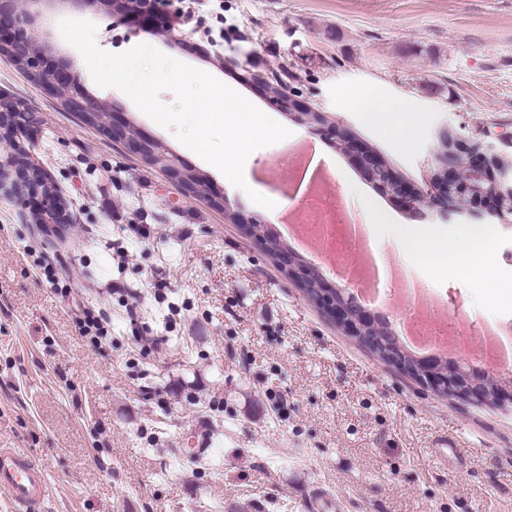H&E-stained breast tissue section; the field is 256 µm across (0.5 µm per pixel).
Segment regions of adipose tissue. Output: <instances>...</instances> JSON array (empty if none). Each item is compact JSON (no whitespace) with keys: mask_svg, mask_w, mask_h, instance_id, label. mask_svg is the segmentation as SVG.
Listing matches in <instances>:
<instances>
[{"mask_svg":"<svg viewBox=\"0 0 512 512\" xmlns=\"http://www.w3.org/2000/svg\"><path fill=\"white\" fill-rule=\"evenodd\" d=\"M346 102L372 114L386 132L406 141L412 138V129L403 122V114L408 110L403 101L369 89H355L347 93ZM389 235L400 266L410 276L466 271L478 278L489 262L490 237L487 228L480 224H461L450 234L433 227L394 224Z\"/></svg>","mask_w":512,"mask_h":512,"instance_id":"1","label":"adipose tissue"}]
</instances>
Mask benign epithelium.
<instances>
[{"mask_svg":"<svg viewBox=\"0 0 512 512\" xmlns=\"http://www.w3.org/2000/svg\"><path fill=\"white\" fill-rule=\"evenodd\" d=\"M44 0H0V55L28 70L30 76L47 90L61 97L67 107L87 121L95 122L104 134L124 144L126 149L142 156L149 164L162 169L183 185L184 192L196 196L208 191L206 185L185 174L164 146L147 140L126 123L114 120L110 107L89 100L83 90L70 81L66 71L43 65L39 44L41 29L36 24L34 8ZM76 4L99 3L137 20L140 27L167 38L172 35L159 26L156 0H72ZM267 89L282 106L308 124L318 134L336 140L340 149L351 154L369 181L383 194L399 199L411 212L423 215L436 210L449 217L472 213V208L491 203V215L506 220L512 215V167L481 143H466L451 137L444 138L440 155L441 166L422 188L411 187L388 167L379 156L357 142L346 131L329 122L320 112L299 110L297 100L269 84ZM37 117L27 109L0 103V144H7L11 153L0 160V192L19 198L41 197V208L36 217L39 224H66L68 214L63 199L52 189L48 174L33 163L16 161L25 153L19 138L33 133ZM497 169L499 179L491 176ZM306 297L324 305L332 318L347 331L358 337L360 343L376 350L380 355L401 368H408L414 377L464 398H498L502 389H489L490 377L474 376L468 368L455 364L448 373L438 371L435 364L406 362L397 339L385 324L377 321L356 302L353 294L342 288L329 287L313 271L300 279Z\"/></svg>","mask_w":512,"mask_h":512,"instance_id":"1","label":"benign epithelium"}]
</instances>
